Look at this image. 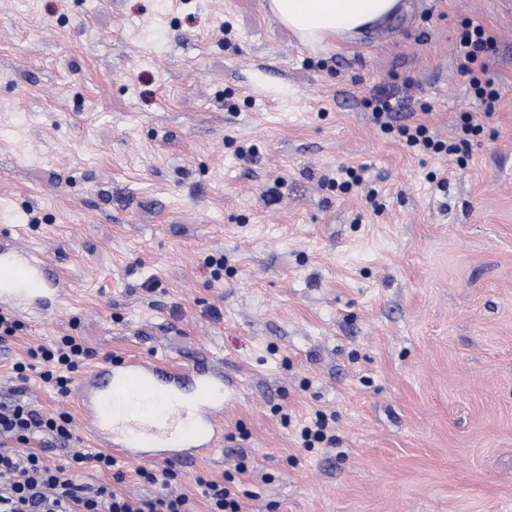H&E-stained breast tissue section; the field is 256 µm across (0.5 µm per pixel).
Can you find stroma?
<instances>
[{
    "label": "stroma",
    "instance_id": "stroma-1",
    "mask_svg": "<svg viewBox=\"0 0 512 512\" xmlns=\"http://www.w3.org/2000/svg\"><path fill=\"white\" fill-rule=\"evenodd\" d=\"M405 3L325 49L267 0L1 6L0 234L67 298L0 377L63 334L95 351L78 384L206 352L242 392L182 491L229 473L244 512H512V0ZM467 19L497 40L490 115L455 61ZM376 94L442 140L463 112L484 130L464 161L415 153ZM319 412L335 443L301 447ZM366 106L371 108L374 121L379 124L383 130L393 129L389 120L393 118V114L396 112V107L391 103V99L389 97H374L366 101Z\"/></svg>",
    "mask_w": 512,
    "mask_h": 512
}]
</instances>
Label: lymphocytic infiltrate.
<instances>
[{"label":"lymphocytic infiltrate","mask_w":512,"mask_h":512,"mask_svg":"<svg viewBox=\"0 0 512 512\" xmlns=\"http://www.w3.org/2000/svg\"><path fill=\"white\" fill-rule=\"evenodd\" d=\"M455 45L459 71L469 75L473 93L486 110H494L500 93L487 76V58L496 48V38L483 25L466 21L457 32ZM366 105L382 129H396L407 147L422 152L464 158L472 137L481 131L472 113L464 112L458 122L460 139L447 142L434 138L423 123L393 127L396 107L389 97L372 98ZM91 355L80 337L63 335L50 344L29 349L27 360L14 362L11 370L21 382L28 380L30 372H37L43 383L65 397L71 392L74 373ZM40 436L69 446L76 437L73 415L63 409L46 412L9 397L0 399V512H191L189 494L171 490L177 480L172 469H138L141 481L159 486L160 491L149 498L130 497L115 487L123 475L115 471L116 461L111 454L76 451L66 463L51 464L32 446ZM88 469L112 473L114 485L82 482L80 475Z\"/></svg>","instance_id":"1"}]
</instances>
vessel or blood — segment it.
Wrapping results in <instances>:
<instances>
[{"instance_id": "1", "label": "vessel or blood", "mask_w": 512, "mask_h": 512, "mask_svg": "<svg viewBox=\"0 0 512 512\" xmlns=\"http://www.w3.org/2000/svg\"><path fill=\"white\" fill-rule=\"evenodd\" d=\"M62 299L59 277L43 253L0 240V309L25 314L34 306L50 314ZM78 399L83 431L114 456L187 463L206 459L216 447L237 392L216 362L180 370L147 358L96 369Z\"/></svg>"}]
</instances>
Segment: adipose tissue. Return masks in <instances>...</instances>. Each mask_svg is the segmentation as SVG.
<instances>
[{"instance_id": "adipose-tissue-1", "label": "adipose tissue", "mask_w": 512, "mask_h": 512, "mask_svg": "<svg viewBox=\"0 0 512 512\" xmlns=\"http://www.w3.org/2000/svg\"><path fill=\"white\" fill-rule=\"evenodd\" d=\"M404 8L403 0H268V9L306 46L352 41Z\"/></svg>"}]
</instances>
